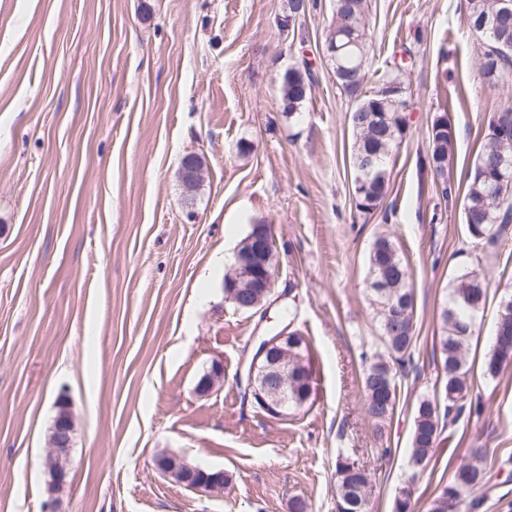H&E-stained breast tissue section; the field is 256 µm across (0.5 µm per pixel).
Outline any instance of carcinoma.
Masks as SVG:
<instances>
[{
  "instance_id": "carcinoma-1",
  "label": "carcinoma",
  "mask_w": 512,
  "mask_h": 512,
  "mask_svg": "<svg viewBox=\"0 0 512 512\" xmlns=\"http://www.w3.org/2000/svg\"><path fill=\"white\" fill-rule=\"evenodd\" d=\"M469 24L480 39L483 51L479 72L492 85L512 83V12H498L497 0H468ZM369 0H333L328 31L340 36L342 50L332 69L343 72L362 71L361 88L369 83L367 70L360 69L369 54L367 17ZM357 28L355 42L341 37ZM403 76L402 66L383 73L377 85L360 96L361 111H351L348 122L353 143L351 163L354 181L359 183L356 209L361 214L376 210L386 196L391 168V153L401 144L408 130L407 113L413 107L411 95L394 105L377 96L379 87ZM312 76L309 70L291 67L281 79L283 112L293 117L308 99ZM512 127V108L492 113L488 133L467 174L463 196V220L475 240L496 242L506 224L512 223V134L502 138L497 128ZM436 123L428 131V148L420 159L421 172L431 180H442L443 200L452 196V187L444 179V169L437 158L450 157L453 137L434 133ZM370 289L375 297L380 321L382 348L366 357L362 378L363 407L367 417L382 427L395 413L398 405V377L407 373L414 342L415 312L411 276L395 244L387 236L377 237L367 258ZM269 288L249 284L244 288H226L224 294L232 305L242 311L252 304H262ZM487 284L475 270L465 271L455 279L448 303L441 312L439 337L442 356L443 397L422 398L416 407L409 448L410 479L423 471L436 451L437 440L447 426L450 415L460 414L470 393L466 365V347L474 334L473 314L485 302ZM512 354V297L502 301L493 347L485 361L489 376L498 373L504 354ZM288 357V397L281 411L290 414L312 402V363L305 337L291 331L288 340L279 344L274 357ZM472 462L460 466L452 480L434 499L431 512H459L465 504L468 512L481 507L484 490L492 476L485 465L486 451L475 448ZM336 512H367L375 472L359 467L348 456L339 455L335 462Z\"/></svg>"
}]
</instances>
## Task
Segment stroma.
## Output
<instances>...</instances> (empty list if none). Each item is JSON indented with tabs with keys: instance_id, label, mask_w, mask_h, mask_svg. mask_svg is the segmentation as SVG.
Here are the masks:
<instances>
[{
	"instance_id": "35a3bbf8",
	"label": "stroma",
	"mask_w": 512,
	"mask_h": 512,
	"mask_svg": "<svg viewBox=\"0 0 512 512\" xmlns=\"http://www.w3.org/2000/svg\"><path fill=\"white\" fill-rule=\"evenodd\" d=\"M332 0H0V512H41L59 400L74 421L61 512H336L337 454L374 470L370 512H410L487 451L497 488L481 512H512V363L484 371L505 292L512 224L471 238L462 201L438 197L417 162L446 115L448 179L464 190L491 113L512 87L478 71L467 0H369L367 70L408 55L415 107L388 193L369 219L352 193L351 104L323 52ZM315 77L288 117L281 77ZM250 150L239 154V141ZM203 175L193 196L184 157ZM271 225L276 278L257 309H236L224 272L251 225ZM388 236L409 267L415 340L397 410L376 431L363 408V357L379 348L367 256ZM491 282L468 365L470 407L447 426L424 474L408 465L414 411L441 367L440 312L453 281ZM310 344L314 401L284 419L244 397L262 337ZM224 376L209 393L212 361ZM223 468V493L185 488L161 453Z\"/></svg>"
}]
</instances>
